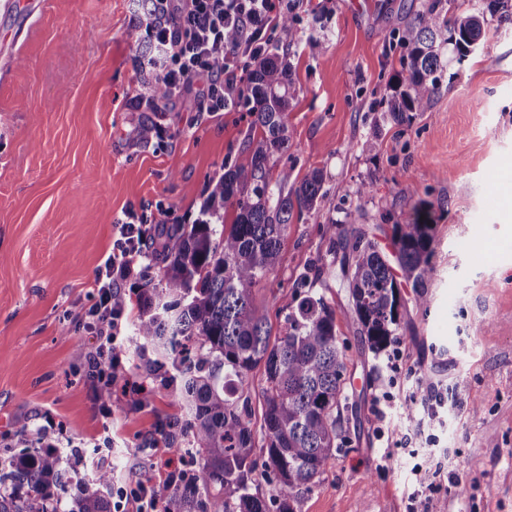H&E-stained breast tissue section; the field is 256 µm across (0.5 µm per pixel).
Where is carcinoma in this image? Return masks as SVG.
<instances>
[{
	"mask_svg": "<svg viewBox=\"0 0 512 512\" xmlns=\"http://www.w3.org/2000/svg\"><path fill=\"white\" fill-rule=\"evenodd\" d=\"M489 16L497 19V29H512V0H481L478 10L454 17L433 0L399 29L396 46L404 50L405 76L394 84L382 119L399 125L425 111L448 67L462 64L467 48L481 42ZM296 92L291 53L271 49L254 59L244 90L254 117L246 147L207 184L194 223L163 224L157 236L146 231L142 256L148 263L136 282V353L152 350L146 373L168 378L184 414L162 424V432L184 445L195 466L156 485L164 512H295L298 490L318 482L346 441L345 346L339 344L336 310L325 295L309 291L274 337L253 301V287L280 264L293 209L312 210L323 198L318 169L291 192L288 172L276 181L269 177L270 158L288 151V112ZM229 207L236 214L226 224ZM434 233L426 210L393 225L399 278L377 243L357 228L342 230L330 261L315 268V281L322 284L341 272L349 292L343 319L371 350L386 349L397 336L402 283L412 284L419 306L428 307L423 287L434 274ZM339 249L351 254V265H336ZM126 275L123 266L112 269V307L120 311L127 305ZM258 367L260 464L251 426L252 372ZM29 443L22 434L16 441L22 452L7 448L0 455V512H112V470L77 477V494L64 501L55 490L73 481L68 460Z\"/></svg>",
	"mask_w": 512,
	"mask_h": 512,
	"instance_id": "carcinoma-1",
	"label": "carcinoma"
}]
</instances>
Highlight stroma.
Instances as JSON below:
<instances>
[{"mask_svg": "<svg viewBox=\"0 0 512 512\" xmlns=\"http://www.w3.org/2000/svg\"><path fill=\"white\" fill-rule=\"evenodd\" d=\"M431 0H305L292 31L298 96L286 153L272 175L298 186L314 168L325 195L297 210L281 261L254 286L255 305L280 331L297 285L326 254L335 227L366 232L394 255L392 227L427 203L436 226L428 309L402 288L396 342L375 352L338 322L352 405L348 442L296 512H406L412 467L444 455L438 512H512V33L485 26L478 53L450 67L426 111L384 122L399 71L394 32ZM143 44L132 0H41L34 15L0 11V448L23 430L63 456L79 450L82 475L112 469L119 483L163 481L183 451L162 421L182 410L147 376L132 343L137 292L116 342L117 411L103 414L85 375L94 333L84 316L98 269L128 211L163 207L166 223L197 216L250 129L246 111L198 112L193 96L149 107L152 79L138 70ZM163 141L136 136L144 118ZM373 181L371 197L353 190ZM445 398L424 406L420 387ZM150 405H139L141 390ZM395 401L394 436L414 425L412 447H386L377 400ZM414 416H407V409Z\"/></svg>", "mask_w": 512, "mask_h": 512, "instance_id": "obj_1", "label": "stroma"}]
</instances>
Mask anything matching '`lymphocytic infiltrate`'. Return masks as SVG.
I'll return each mask as SVG.
<instances>
[{
	"instance_id": "f902f5d3",
	"label": "lymphocytic infiltrate",
	"mask_w": 512,
	"mask_h": 512,
	"mask_svg": "<svg viewBox=\"0 0 512 512\" xmlns=\"http://www.w3.org/2000/svg\"><path fill=\"white\" fill-rule=\"evenodd\" d=\"M137 28L146 47L138 59L142 72L155 74L173 93H199L205 111L245 106L240 73L274 42L273 20L284 0H135ZM235 33L227 43L226 33ZM99 344L87 360L100 386L113 382L102 372L111 361L121 313L112 307V285L104 283L99 301L88 313Z\"/></svg>"
}]
</instances>
